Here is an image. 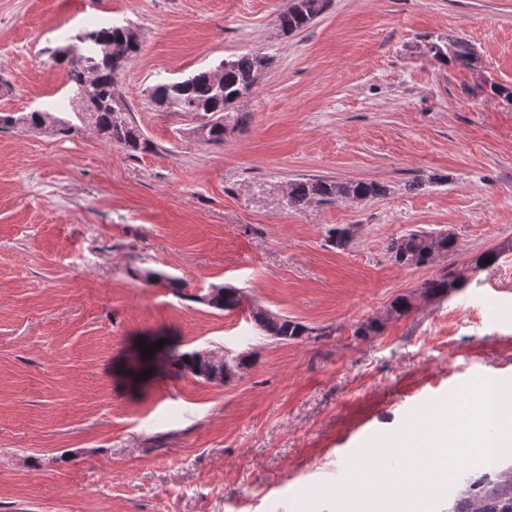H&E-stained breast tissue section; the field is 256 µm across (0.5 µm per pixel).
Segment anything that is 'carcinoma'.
<instances>
[{
  "instance_id": "obj_1",
  "label": "carcinoma",
  "mask_w": 512,
  "mask_h": 512,
  "mask_svg": "<svg viewBox=\"0 0 512 512\" xmlns=\"http://www.w3.org/2000/svg\"><path fill=\"white\" fill-rule=\"evenodd\" d=\"M312 23L310 13H301L290 7L277 17L280 31L288 36L307 28ZM84 35L95 37L120 46L117 57H105L88 49L81 57L68 59L57 52V61L67 67L68 80L75 93L84 95L90 103V124L104 141L136 152L150 149V141L135 123L130 114H125L124 123L114 121L113 103L122 97L119 89L117 70L139 53L140 45H125L122 42V25L93 29ZM431 58L440 64L454 62L472 68L477 62L474 47L460 39L448 40L443 50L431 52ZM254 68V54L245 53L230 60L224 69V90L214 87L211 71H199L178 80H163L152 90L156 103H168L181 112L199 113L211 119L208 143H224V118H229L233 127L245 125L246 115L235 111L236 99L252 87L251 75ZM45 124L42 111L23 112L17 115L1 114L0 126L10 128L20 126L25 129H39ZM387 193V188L376 182L348 181L337 182L329 178H301L291 184L290 197L296 204L320 197L325 200L367 201ZM455 247V240L443 238L429 242L428 233L412 231L393 238L388 251L400 264L426 265L428 257L435 251L448 252ZM468 281L462 276L444 275L424 283L427 296H445L451 290L466 287ZM208 304L220 310L235 308L240 300L238 289L231 286L215 287L207 294ZM262 335L281 342L305 339L311 329L286 316L258 312L254 316ZM448 512H512V463L495 465L490 472L466 481L451 503Z\"/></svg>"
}]
</instances>
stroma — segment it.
I'll return each instance as SVG.
<instances>
[{"label": "stroma", "mask_w": 512, "mask_h": 512, "mask_svg": "<svg viewBox=\"0 0 512 512\" xmlns=\"http://www.w3.org/2000/svg\"><path fill=\"white\" fill-rule=\"evenodd\" d=\"M288 6L0 0V113L73 116L54 53L119 23L139 33L120 89L151 142L0 130V512H448L484 470L467 454L423 499L391 494L384 475L361 485L434 411L512 382V103L489 94L512 86V0H329L285 36ZM454 37L477 68L427 55ZM246 52L268 65L223 145L153 103L158 81ZM312 177L388 191L292 204L289 184ZM415 230L457 248L396 263L390 240ZM488 250L496 261L476 266ZM452 272L465 288L423 294ZM222 285L241 290L239 309L203 303ZM259 310L316 335H259ZM369 319L380 333L357 335ZM160 336L253 361L221 385L178 375L142 354ZM276 21L278 28L286 36L304 30L313 22L308 11L303 14L296 11L292 6L288 7L285 12L280 13Z\"/></svg>", "instance_id": "obj_1"}]
</instances>
